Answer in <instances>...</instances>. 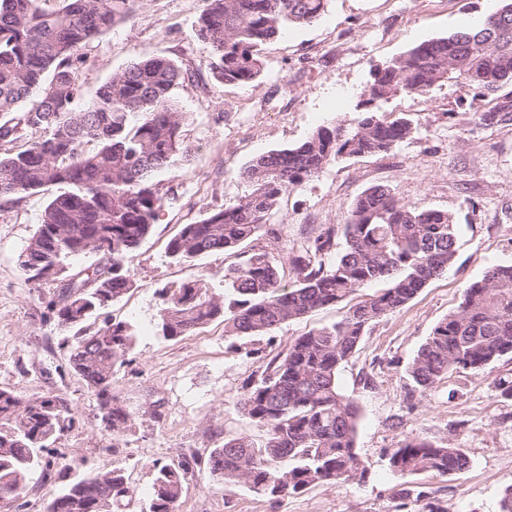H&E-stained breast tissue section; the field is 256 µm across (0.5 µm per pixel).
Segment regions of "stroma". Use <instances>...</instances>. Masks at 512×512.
I'll list each match as a JSON object with an SVG mask.
<instances>
[{"mask_svg": "<svg viewBox=\"0 0 512 512\" xmlns=\"http://www.w3.org/2000/svg\"><path fill=\"white\" fill-rule=\"evenodd\" d=\"M204 6V0H142L132 20L83 50L87 62L79 81L88 96L147 53L169 56L196 75L175 95L188 114L183 136L192 151L174 172L161 173L170 198L125 261L134 288L107 310L137 334L112 378L113 395L134 418L119 439L99 428L97 396L68 364L72 330L47 315L54 284L33 287L18 267L46 194L0 209V389L23 398L65 396L76 422L50 454L86 459L94 472L122 471L136 490L124 512H140L147 502L153 463L208 458L229 435L262 441L263 431L239 406L260 357L286 350L298 336L341 316L326 308L269 336L225 337L219 319L176 340L157 336L158 288L202 279L220 295L225 269L240 261L215 251L190 264L175 263L165 254L168 241L181 225L247 193L239 171L254 157L356 118L374 68L417 43L485 19L493 3L327 0L318 21L290 27L264 47L262 77L250 85L213 79L209 49L194 34ZM508 101L512 85L484 97L445 82L421 96L397 94L380 102L386 119L404 114L414 121L412 138L386 154L334 162L290 189L258 240L289 283L293 253L320 225L343 223L352 201L370 186L386 185L403 201L456 218L453 266L407 305L372 323L338 373L341 390L360 407L356 450L368 466L366 478L320 483L274 503L204 468L185 485L176 512H500L502 493L512 487V398L500 394L501 383L512 382V356L485 370L453 373L423 394L413 391L407 367L437 323L457 309L469 283L492 265L512 263V120L477 121L479 113ZM412 438L452 443L466 451L470 464L456 475L401 479L390 471L386 453ZM71 481L66 473L34 472L20 498L0 499V512H46Z\"/></svg>", "mask_w": 512, "mask_h": 512, "instance_id": "obj_1", "label": "stroma"}]
</instances>
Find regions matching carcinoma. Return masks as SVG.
I'll return each instance as SVG.
<instances>
[{"label":"carcinoma","instance_id":"cac0c4a2","mask_svg":"<svg viewBox=\"0 0 512 512\" xmlns=\"http://www.w3.org/2000/svg\"><path fill=\"white\" fill-rule=\"evenodd\" d=\"M41 2L0 0V208L55 189L19 255V268L36 287L43 285L45 269H60L52 278L57 286L48 314L76 329L70 366L97 393L98 425L115 439L131 428L133 416L112 397V377L133 350L136 332L113 317L94 331L86 324L135 285L123 260L164 209L167 193L156 174L189 152L182 137L185 115L173 101L194 74L171 58L149 54L87 98L79 82L86 63L82 49L128 21L136 0H59L53 12ZM205 2L196 36L210 49L213 78L238 85L261 78L264 45L290 26L317 21L326 8V0ZM502 2L479 28L423 41L376 69L367 103L396 93L423 95L441 82L462 81L483 96L512 84V0ZM415 130L405 116L389 121L368 108L348 126H322L297 145L248 162L240 171L250 185L247 194L181 225L169 240L166 254L178 262L238 248L246 259L224 270L228 298L215 295L202 279L161 289L157 328L166 340L219 317L229 338L270 335L290 320L387 282L349 306L339 321L308 331L262 362L239 405L265 430V440L224 439L207 458L211 472L274 500L324 481L361 479L368 471L355 449L360 407L340 390L339 370L374 321L406 305L453 266L455 216L419 209L387 186L373 185L349 206L344 223L320 227L299 248L288 286L275 258L253 242L290 188L339 158L384 154ZM339 235L344 250L328 267L324 257L336 250ZM81 254L96 255V263L68 269L67 260ZM511 354L512 264H496L465 288L458 309L434 327L408 375L423 394L454 372L483 370ZM74 423V409L58 394L23 400L0 389L1 499L22 495L33 471L50 474L55 461L38 459L37 450L50 447ZM387 460L402 479L447 476L469 466L464 449L416 438L391 449ZM198 466L193 456L176 465L153 464L147 512H175ZM132 493L125 475L111 470L77 474L58 498L64 512H100L98 498L120 506Z\"/></svg>","mask_w":512,"mask_h":512}]
</instances>
